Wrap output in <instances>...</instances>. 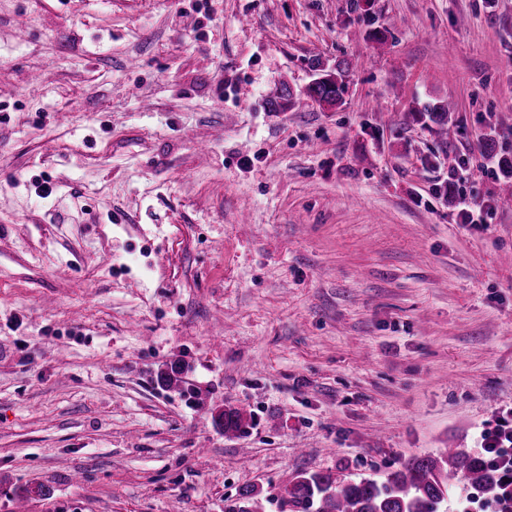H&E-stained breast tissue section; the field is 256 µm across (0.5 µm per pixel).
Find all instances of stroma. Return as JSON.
Instances as JSON below:
<instances>
[{
  "mask_svg": "<svg viewBox=\"0 0 512 512\" xmlns=\"http://www.w3.org/2000/svg\"><path fill=\"white\" fill-rule=\"evenodd\" d=\"M0 87V512H278L512 410V208L459 212L512 149V0H0ZM351 68L352 63L343 60L337 62L333 70L316 69L322 73H319V76L308 86L306 95L327 105L340 104L346 91ZM214 421L217 426L224 430L225 437H239L247 432L246 417L239 410L224 409V412L215 417ZM256 496L255 488L246 486L240 490L236 499L224 504V512H264Z\"/></svg>",
  "mask_w": 512,
  "mask_h": 512,
  "instance_id": "35a3bbf8",
  "label": "stroma"
}]
</instances>
